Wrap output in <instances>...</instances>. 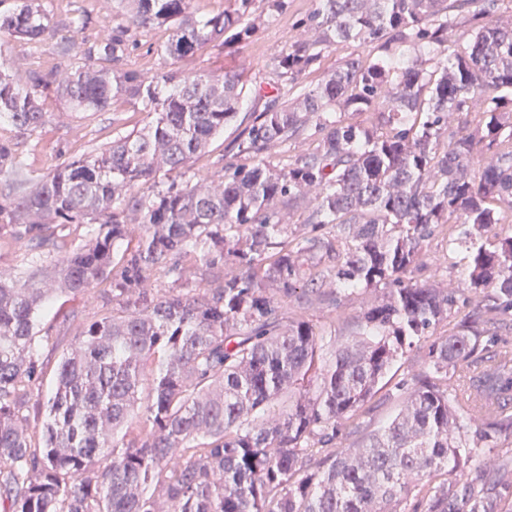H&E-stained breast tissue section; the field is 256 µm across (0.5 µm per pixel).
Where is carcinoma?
Wrapping results in <instances>:
<instances>
[{"label": "carcinoma", "instance_id": "carcinoma-1", "mask_svg": "<svg viewBox=\"0 0 512 512\" xmlns=\"http://www.w3.org/2000/svg\"><path fill=\"white\" fill-rule=\"evenodd\" d=\"M500 0H315L309 39H289L258 90L260 110L233 142L241 164L208 182L140 187L158 171L187 167L245 102L239 74L151 78L124 68L130 27L167 25L164 56L243 43L255 33L254 0L198 17L190 0H120L124 19L80 51L66 71L19 68L0 51V121L33 133L50 117L41 96L58 83L72 112H101L123 97L152 116L98 155L69 161L11 201L0 233L50 241L62 224H96L44 279L39 270L0 276V512H512L509 487L475 460L478 445L512 434V353L480 347L473 317L435 335L461 301L454 288L405 273L440 226L454 221L468 287L489 312L512 311V236L486 247L512 206V19ZM473 38L448 58L457 17ZM51 32L44 0H17L0 33L35 45ZM384 56H348L292 101L322 51L348 41ZM429 56L425 67L422 56ZM484 106L473 131L451 116ZM340 107L377 113V126L333 120ZM315 147L275 169L269 150L310 123ZM22 167L0 143V176ZM306 200L309 230L288 235L284 211ZM136 220L138 247L111 278L114 248ZM201 251L215 270L202 288L151 295L159 271ZM320 252L327 271L306 263ZM380 287L359 335L326 338L283 308L302 298L336 301L335 289ZM112 279V309L63 350L55 388L36 413L19 416L37 373L36 319L52 294L85 293ZM431 339L399 412L352 448L339 433L359 428L376 387L414 343ZM484 351L479 360L470 357ZM458 384L448 390V374ZM482 414L469 434L465 421ZM326 449L320 462L316 454Z\"/></svg>", "mask_w": 512, "mask_h": 512}]
</instances>
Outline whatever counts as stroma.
<instances>
[{
	"mask_svg": "<svg viewBox=\"0 0 512 512\" xmlns=\"http://www.w3.org/2000/svg\"><path fill=\"white\" fill-rule=\"evenodd\" d=\"M53 33L36 45L10 36L0 40L9 54L24 61L25 68L43 71H66L77 61L79 52L101 33L118 22V10L107 0H46ZM314 8V0H287L283 12L266 17V0H255V13L264 15L255 35L245 43L219 46L208 44L191 56L171 61L162 55L161 48L169 37L167 27L132 29L134 47L128 55L127 69L153 76L170 70L183 75L224 72L242 74L247 81L249 96L246 103L255 105V93L265 86L272 77V64L292 33L301 22L306 21ZM83 15L85 26L81 32H72L68 25L74 15ZM378 49L371 43L351 41L324 50L319 65L300 79L302 87L312 89L332 72L340 61L349 55L372 58ZM44 107L51 117L36 133L17 130L10 125H0V141L8 144L19 160L28 177L37 178L52 173L63 163L93 156L111 145L112 141L139 130L146 122L142 107L117 99L101 112H69L66 102L56 91H48ZM247 110L238 114L236 122L226 126L223 134L215 137L210 144L196 154L184 171L185 177L213 176L223 173L227 164L236 157L232 144L249 122ZM453 225H444L441 233L430 241L427 248L426 266L413 269L412 279L437 281L443 285L461 286L466 275L462 249H449L448 238L453 235ZM62 252V251H61ZM61 252L50 247L38 246L26 239L0 236V267L13 272L32 267L48 269L53 267ZM181 280L168 275L151 278L150 287L154 294L168 293L174 287L194 288L206 282L209 271L199 261L196 253L181 256ZM111 282H103L97 289L83 294H62L37 318L36 353L41 368V377L35 386L47 391L55 374L61 353L68 347L73 336L81 327L99 319L104 310V297L110 296ZM382 296L381 289L360 288L356 292L339 294L335 304L319 301L307 303L290 302L289 316H303L317 325L326 335L344 340L356 335L362 312L377 303ZM425 345L415 344L387 373L379 385V391L372 399L369 414L363 415L365 431L371 432L384 427L398 413L402 401V385L410 383L414 374L425 366Z\"/></svg>",
	"mask_w": 512,
	"mask_h": 512,
	"instance_id": "obj_1",
	"label": "stroma"
}]
</instances>
